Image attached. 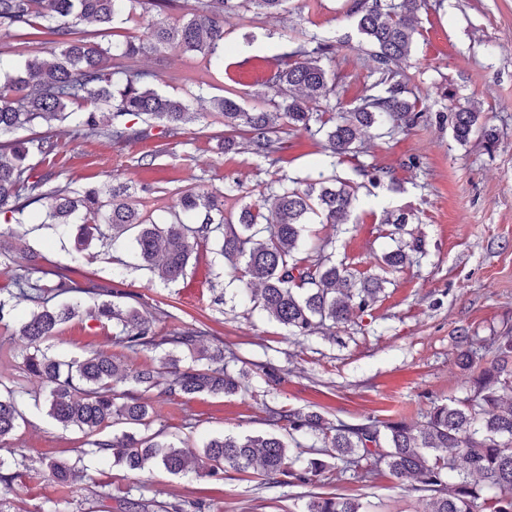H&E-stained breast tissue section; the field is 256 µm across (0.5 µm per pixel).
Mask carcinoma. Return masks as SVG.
I'll return each mask as SVG.
<instances>
[{"label":"carcinoma","instance_id":"1","mask_svg":"<svg viewBox=\"0 0 512 512\" xmlns=\"http://www.w3.org/2000/svg\"><path fill=\"white\" fill-rule=\"evenodd\" d=\"M288 0H0V32L27 38L48 33L55 37L52 59L37 56L7 69L0 67V210L22 214L34 203L46 202L42 223L55 227L80 225L79 244L88 248L108 237L127 234L138 266L175 282L185 275L198 247L212 241L229 262L227 272L245 282L252 308L308 336L336 328L357 316L371 315L385 278H358L336 263L335 242L318 238L307 256L298 249L312 217L328 224L352 223L355 189L336 174L325 173L333 159L357 151L361 131L378 137L403 131L424 121L418 99L407 97L402 65L410 59L422 0H355L350 13L375 63L376 80L360 102L339 118L319 120L322 103L336 95L322 60L333 44L312 49L299 45L270 75L273 96L264 105L247 109L237 96L214 100L224 118V144L231 135H246L245 149L276 164L288 149V136L303 130L323 141L331 158L315 178L283 175L237 211L224 210V198L241 191L237 182L223 192L205 188L185 191L170 212L156 223L139 208L137 190L124 183L89 186L73 196L66 187L46 188V179L33 178L32 156L47 158L59 152L56 135L15 140L7 138L40 119L73 121L78 131L104 134L115 140L130 136L124 123L104 121L98 105L117 101L113 118L144 117L165 123L173 135L182 125L200 118L183 98L159 92L154 75L137 66L140 57L160 47L202 55L210 65L223 63L224 15L255 8L278 15ZM155 11L146 31L122 42L102 45L80 32L94 22L108 30L136 6ZM474 107H448L453 138L464 145L481 136L487 147L495 131L481 122ZM385 223L401 237L395 249L381 256L383 269L398 270L410 254L422 252L423 240L407 229L408 217L389 213ZM409 239H404V236ZM18 250L25 263L12 276L13 287L0 289V326L15 317L17 301L36 306L21 321L26 341L20 369L48 386V415L61 427L75 426L91 437L93 453L128 471L150 466L171 474L186 470L189 460L200 462L206 476L221 480L226 469L247 472L260 466L262 484L314 485L323 474L351 471L363 483L374 481L382 469L418 491L432 493L430 512H512V327L485 340L464 337L467 348L458 366L470 375V394L446 403L432 402L418 421L404 416L380 420L367 417L357 424L333 425L318 413L281 406L267 409L277 431L264 435L226 434L212 438L202 449L184 439H169L151 430L155 408L151 392L162 401L198 395L232 396L242 391L241 377L228 370L224 346L211 353L203 347L207 331L187 327L155 328L156 316L126 302L130 295L110 291L88 278L80 283L72 270H46L38 255L18 247L0 232V252ZM104 297L83 308L81 295ZM114 300H109V297ZM76 317L98 325L111 323L110 346L129 354L163 353L160 367L152 362L126 365L109 349L67 358L42 349ZM18 384L0 381V443L10 438L23 420ZM112 429V434L103 431ZM336 459L331 466L324 456ZM49 479L66 487L75 467L56 459L43 460ZM304 512H368L358 498L338 493H312Z\"/></svg>","mask_w":512,"mask_h":512}]
</instances>
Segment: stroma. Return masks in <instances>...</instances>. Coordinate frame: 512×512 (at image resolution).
I'll use <instances>...</instances> for the list:
<instances>
[{
	"mask_svg": "<svg viewBox=\"0 0 512 512\" xmlns=\"http://www.w3.org/2000/svg\"><path fill=\"white\" fill-rule=\"evenodd\" d=\"M351 2L288 0L287 12L276 18L252 10L243 20L226 16L224 65L204 82L199 58L171 50L142 57L138 66L154 73L158 91L192 99L206 120L184 125L174 138L165 137L159 123L149 137L121 143L67 137L53 158H34L35 175L76 193L114 179L140 187L143 210L159 222L196 186L220 191L235 180L256 200L281 175L307 177L322 159L320 138L303 131L291 135L276 164L243 149H225L223 119L212 113L210 101L230 89L244 107H252L284 53L314 37L336 44L326 63L336 82L332 105L339 112L353 108L373 81L374 63L347 15ZM418 29L404 73L407 88L427 108L426 121L390 137L363 136L358 153L337 158V176L357 188L353 221L339 227L314 223L310 230L334 238L337 261L356 274L377 275L380 257L396 246L384 215L401 210L424 239L425 253L413 255L399 271L382 273L387 284L371 314L332 332L295 337L251 309L212 244L200 245L197 262L171 283L137 267L128 239L83 251L74 234L37 224L41 204L19 217L0 213V230L22 237L45 268L78 269L108 289L165 310L161 329L206 324L237 355L231 369L241 374L245 391L159 404L153 426L168 437L198 448L224 433L265 434L271 430L267 408L283 405L347 423L386 418L404 407L414 414L430 401L469 392V377L457 366L461 331L482 339L512 326V0H425ZM449 91L481 111L498 134L494 148L478 136L459 144L439 122ZM380 169L388 178L371 184L369 173ZM111 333L77 318L51 350L81 356L105 347ZM0 347L13 354L8 361L0 357V381L20 380L27 388L24 419L0 446V459L12 461L16 448L29 455L20 476L0 484V512H123L128 498L138 501L139 512L196 500L205 502V512H302L312 490L357 496L369 512L430 510L429 494L402 485L385 470L368 486L347 476L312 490L267 488L255 475L231 469L220 480L158 468L128 472L90 454L78 428H62L49 417L44 385L20 368L25 341L17 324L0 335ZM266 364L282 373L276 389L261 377ZM45 458L75 465L67 488L45 477Z\"/></svg>",
	"mask_w": 512,
	"mask_h": 512,
	"instance_id": "stroma-1",
	"label": "stroma"
}]
</instances>
